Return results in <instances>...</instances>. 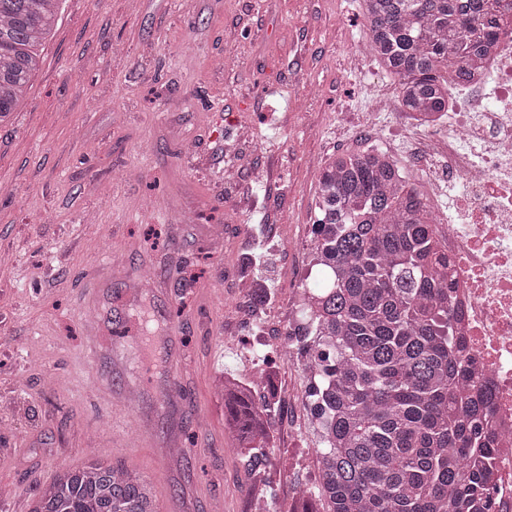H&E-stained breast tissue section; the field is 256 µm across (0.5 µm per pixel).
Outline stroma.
<instances>
[{
	"label": "stroma",
	"mask_w": 512,
	"mask_h": 512,
	"mask_svg": "<svg viewBox=\"0 0 512 512\" xmlns=\"http://www.w3.org/2000/svg\"><path fill=\"white\" fill-rule=\"evenodd\" d=\"M362 25L360 0H60L0 122V512H29L60 465L91 456L149 480L160 512L217 499L252 512L268 487V512H290L312 470L286 469L283 452L315 441L299 368H276L270 451L254 465L214 382L246 379L320 276L304 236L319 163L373 143L408 163L402 113L372 111L394 85ZM161 197L186 201L191 220L171 222ZM246 257L269 302L245 288ZM255 333L261 346L245 348ZM180 350L194 366L162 415Z\"/></svg>",
	"instance_id": "obj_1"
}]
</instances>
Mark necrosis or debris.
Returning <instances> with one entry per match:
<instances>
[{
    "instance_id": "1",
    "label": "necrosis or debris",
    "mask_w": 512,
    "mask_h": 512,
    "mask_svg": "<svg viewBox=\"0 0 512 512\" xmlns=\"http://www.w3.org/2000/svg\"><path fill=\"white\" fill-rule=\"evenodd\" d=\"M465 82L448 85L444 112H412L418 155H443L442 171L416 168L427 186L438 239L451 262L453 335L478 381L492 392L493 512H512V10ZM458 185L447 196L446 184Z\"/></svg>"
}]
</instances>
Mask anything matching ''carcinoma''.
Returning a JSON list of instances; mask_svg holds the SVG:
<instances>
[{"instance_id": "carcinoma-1", "label": "carcinoma", "mask_w": 512, "mask_h": 512, "mask_svg": "<svg viewBox=\"0 0 512 512\" xmlns=\"http://www.w3.org/2000/svg\"><path fill=\"white\" fill-rule=\"evenodd\" d=\"M512 0H361L363 38L408 112L448 111V79L497 39ZM60 0H0V121L39 64ZM314 233L322 278L297 307L291 348L254 378L224 377V425L252 462L265 454L277 361L310 372L306 411L319 475L293 512H489L491 397L454 342L448 253L413 175L381 148L323 164ZM30 512H159L138 473L97 459L64 465Z\"/></svg>"}]
</instances>
